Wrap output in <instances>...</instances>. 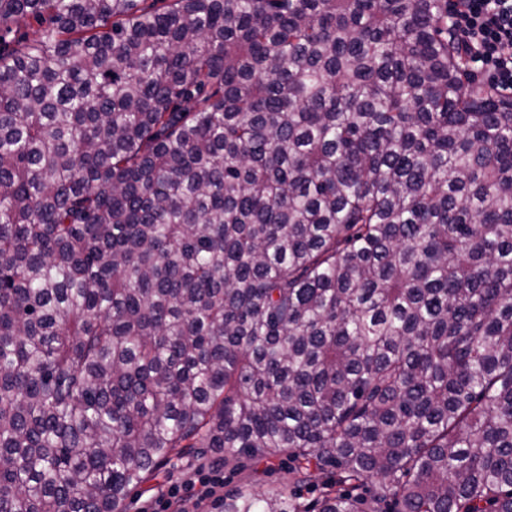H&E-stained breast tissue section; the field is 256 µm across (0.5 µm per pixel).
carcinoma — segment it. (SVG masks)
<instances>
[{
  "label": "carcinoma",
  "instance_id": "1",
  "mask_svg": "<svg viewBox=\"0 0 512 512\" xmlns=\"http://www.w3.org/2000/svg\"><path fill=\"white\" fill-rule=\"evenodd\" d=\"M144 2L0 0V512L187 448L292 463L223 512H512V103L448 0Z\"/></svg>",
  "mask_w": 512,
  "mask_h": 512
}]
</instances>
